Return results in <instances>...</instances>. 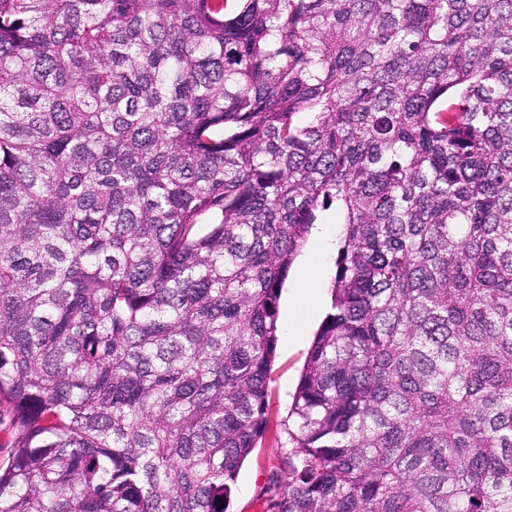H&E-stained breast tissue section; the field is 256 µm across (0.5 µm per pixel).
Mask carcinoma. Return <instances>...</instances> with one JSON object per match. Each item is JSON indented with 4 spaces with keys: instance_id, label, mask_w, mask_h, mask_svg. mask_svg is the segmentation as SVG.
I'll return each instance as SVG.
<instances>
[{
    "instance_id": "1",
    "label": "carcinoma",
    "mask_w": 512,
    "mask_h": 512,
    "mask_svg": "<svg viewBox=\"0 0 512 512\" xmlns=\"http://www.w3.org/2000/svg\"><path fill=\"white\" fill-rule=\"evenodd\" d=\"M332 206L267 512H512V0H0V512H227Z\"/></svg>"
}]
</instances>
